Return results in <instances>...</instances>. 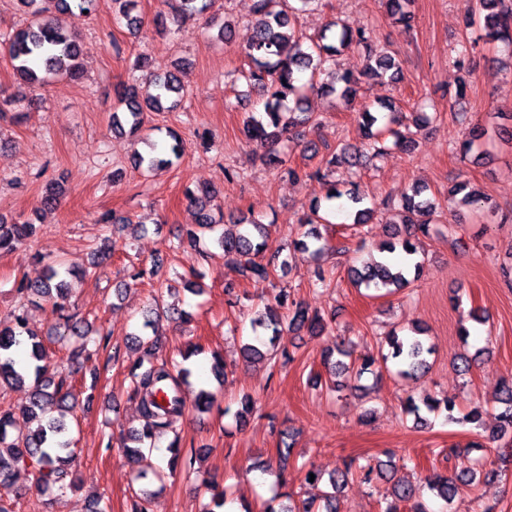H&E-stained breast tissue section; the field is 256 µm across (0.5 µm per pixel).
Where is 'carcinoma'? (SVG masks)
<instances>
[{
    "label": "carcinoma",
    "instance_id": "cac0c4a2",
    "mask_svg": "<svg viewBox=\"0 0 512 512\" xmlns=\"http://www.w3.org/2000/svg\"><path fill=\"white\" fill-rule=\"evenodd\" d=\"M27 15V22L20 29L0 33V53L7 57L13 66L16 79L32 87H43L59 76L73 79L81 77V46L77 37L68 31L63 16L78 10L89 15L97 13L102 0H19ZM137 0H112L113 9L127 19L131 30L137 31L141 21L132 16ZM388 15L392 23L407 31L415 23L414 0H385ZM210 0H173L170 8L176 18L194 19L207 13ZM323 0H255L251 20L252 35L241 48L248 60V69L242 77L250 87L267 94L263 115L257 117L249 114L243 120L242 133L257 143L262 150L260 160L269 167H281L286 160L277 150L281 140L291 135L297 124L310 120L303 109V100L312 93L322 94L326 91L339 92V98L350 104L359 91L360 78L389 77L395 82L401 79L402 68L399 59L379 49L373 38V31L368 28L353 30L341 26L339 34L330 39L323 35L311 45L303 46V35L295 29L297 17L306 12L318 11ZM466 23L481 24V40L486 43L501 42L512 45V0H465ZM355 45L362 50V69L358 73L336 72L331 62L342 50ZM185 68L178 63L172 70L154 80V91L142 98L136 84L122 82L117 89L123 112H112V131L118 134L138 135L146 123L147 113L165 112L176 109L185 92ZM294 98V106H286L288 97ZM392 114L390 123L404 125L407 116L395 109L392 101H382L379 109L374 105L363 103L358 109L359 118L367 151L349 150L344 147L333 155L324 168L306 170L288 167V176L317 182L326 187L325 200L347 198L355 208L354 223L367 224L374 215V209L363 206L364 197L358 187L342 190L329 177L336 170V165L352 163L362 164L366 152L373 157L387 154L386 136L391 135L404 144L405 150L413 148L412 141L403 139L399 131L385 125L378 126V110ZM504 131L512 142V130L503 128L500 123L491 126L474 124L467 128L464 138L459 141L457 153L465 158L478 149L481 141L489 131ZM171 139L166 153L137 154L135 166L148 171L167 168L173 160L181 158L185 152L184 140L175 132L167 131ZM63 192V183L51 182L42 197V204L51 208L57 204ZM424 190L416 189L412 195L403 197L400 203L401 222L392 227L386 242L380 246L381 259L360 268L353 267L349 274L357 287L382 289L392 292L400 290L418 278L422 273V262L417 260L419 237L429 234L435 203L423 197ZM217 191L210 187L188 188L185 197L197 209V222L185 234L177 236L179 244L210 252H222L227 263L234 266L241 280L249 282L264 281L270 278L275 267L282 269L290 266L289 258H283L279 264L257 260L264 247L261 238L265 225L255 221L238 219L233 222L235 230L218 231L224 217L215 216L212 201ZM448 195L455 198L459 205L472 211H484V197L467 180L454 184ZM320 201L313 199L310 215L304 224L309 229L302 233V239L296 242V250L304 255L316 258L329 245L323 242L321 234L313 225L323 220L319 214ZM37 227L33 220L7 222L0 218V253H12L30 246ZM114 242L106 237L101 245L90 254L87 267H66L59 262L45 265L43 279L36 283H21L18 292L28 301H48L58 312V321L54 325V335L63 340L71 335L86 336L94 332L93 326L83 319L65 313L68 299L66 277H81L97 268L112 255ZM158 317L154 311L143 313L142 332L127 338V343L143 352V358L134 362L130 374L133 396L137 399L142 428L128 431L126 442L120 447L125 457L137 464L136 478L145 480L153 477L161 479V474L154 467L151 458L155 443L172 427L189 407L200 412H207L217 400L212 389L202 385L195 387L192 382V368L178 362L153 361L156 350ZM289 328L307 330L311 336H319L325 328V319L318 312H309L301 302H288L287 297L280 296L276 303L267 304L264 311L255 316L251 323L252 331L259 328L271 331L269 343L274 345L283 335V325ZM424 330L414 327L404 334L392 331L385 338L388 352L367 353L353 356L354 350L345 343L336 344V350L323 355V365L337 377L360 378L366 373L380 375L382 370L393 365L395 374L403 379L416 378L428 371L427 355L432 349L424 347L421 336ZM26 340L28 364L19 365L15 348ZM338 358H333V355ZM43 355V342L28 326L27 310L18 306L8 324H0V387L29 383L30 400L27 406L15 412L10 409L0 411V490H11L14 470L18 467L32 469L37 475L38 487L47 490L63 481L68 476L67 466L74 462L76 450L70 438L67 423L68 414L75 403L69 401L70 392H62L63 384L55 382L52 377L43 374L38 365ZM499 406L494 408L497 425L488 436L491 443L505 441L504 447H512V378L501 380ZM456 403L451 399L439 400L432 396L415 399L408 396L405 411L414 416V422L424 424L427 419L422 411L435 413L447 412L451 422L470 423L479 428L483 425L484 410L477 406L470 408L463 416H454ZM305 482L320 483L327 480L331 491L324 492L321 503L302 501L295 508L277 509L269 504L264 512H337L336 496L354 476L352 465L337 470L329 476L311 464H303ZM364 480H370L372 473L393 481L390 499L382 512H431L424 494L450 503L459 494L461 487L471 486L477 475L485 478L498 476L495 469L480 470L467 475L449 476L432 473L416 486L400 479H395L396 466L392 461H379L375 465L360 467ZM315 479H310V475Z\"/></svg>",
    "mask_w": 512,
    "mask_h": 512
}]
</instances>
